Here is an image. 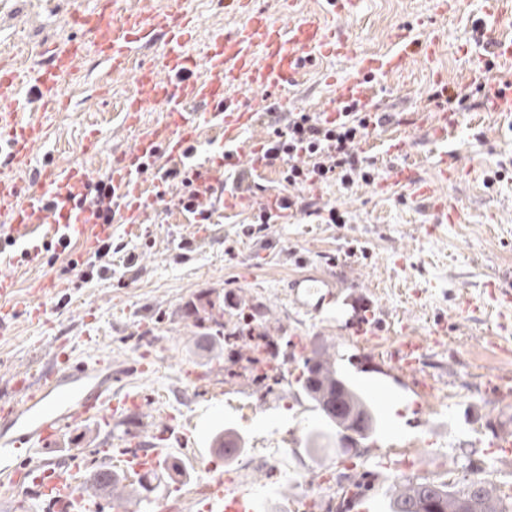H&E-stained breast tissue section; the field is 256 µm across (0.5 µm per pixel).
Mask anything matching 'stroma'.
<instances>
[{
	"label": "stroma",
	"mask_w": 512,
	"mask_h": 512,
	"mask_svg": "<svg viewBox=\"0 0 512 512\" xmlns=\"http://www.w3.org/2000/svg\"><path fill=\"white\" fill-rule=\"evenodd\" d=\"M433 3L364 0L361 14L343 31L377 53L388 52L406 25L421 33L444 31L438 58L442 82L416 59L401 74L372 80L396 119L361 149L383 169L394 162L385 142L404 140L403 161L413 163L436 193L456 201L464 223H434L427 202L405 188L382 194L372 184L358 183L348 191L332 184L321 195L345 213V223L318 224L299 213L246 235L258 205L283 189L279 169L271 167L241 186L252 196V207L224 213L214 223H191L175 195L158 203L151 223L113 221L112 239L125 249L112 255V271L104 278L92 277L88 252L76 240L65 250L53 246L37 263L22 256L39 243L36 235L0 254V273L16 279V299L47 305L36 319L18 312L0 334V399L10 396L16 376L35 380L60 367L59 352H68L74 363L109 362L113 391L141 397L140 410L126 411L108 426L90 423L63 431L54 456L83 473L102 463L125 472L123 451L170 448L185 470L163 480L146 499L135 474L125 472L114 488L124 500L123 512H205L214 473L250 482L265 512H342L346 479L355 476L366 484L362 498L368 512H387L388 487L374 480L382 457L391 465L390 476L402 480L440 478L460 485L483 476L496 487L512 488V463L492 451L495 426L488 419L495 412L512 423V406H497L488 392L496 375L512 373V310L499 314L484 298L488 280L512 271V124L480 107L462 112L459 130L445 141L416 124V117L436 113L428 96L437 85L467 89L458 48H476L472 19L483 7L482 0H453L442 17ZM91 4L0 0V64L24 68L38 60L41 48L67 42L76 33L73 9ZM182 7L196 22L188 46L196 57L213 34L230 33L240 21L225 11L224 0H182ZM153 57L150 51L139 53L122 74L93 56L77 64L63 81L70 105L52 115L51 135L37 150V163L81 168L93 181L109 175L134 144L125 129L134 68ZM356 74L353 61L317 58L294 86V101L279 104V115L297 106L311 113L329 108L331 78ZM91 137L97 145L89 150ZM443 151L464 168L461 181L441 180L436 160ZM72 259L81 262V270H67ZM316 270L334 272L348 286L330 309L297 310L288 283ZM38 278L58 285L43 301L33 293ZM202 295L211 301L212 314L229 323L251 315V337L228 344L205 335L187 314ZM370 309L381 314V333L363 342L356 330ZM439 322L446 327L443 343L430 345L415 372H393L395 343ZM321 357L333 358L358 387L378 381L390 389L380 404L374 440L360 448L330 446L311 433L315 413L297 379L304 360ZM258 391L264 404L253 415L241 404ZM442 398L447 409L432 413L431 402ZM225 427L242 436L241 459L216 453L198 461L202 435ZM298 438L306 449L295 456L291 448ZM262 452L280 455L281 469L263 467ZM309 472L317 476L311 490L301 485Z\"/></svg>",
	"instance_id": "stroma-1"
}]
</instances>
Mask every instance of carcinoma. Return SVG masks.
Segmentation results:
<instances>
[{
  "label": "carcinoma",
  "instance_id": "1",
  "mask_svg": "<svg viewBox=\"0 0 512 512\" xmlns=\"http://www.w3.org/2000/svg\"><path fill=\"white\" fill-rule=\"evenodd\" d=\"M299 383L305 396L322 415L327 432L336 429V403L348 396L367 418V430L374 425V412L366 397L338 376L330 358L304 362ZM388 512H512V502L483 477L458 488L431 480L394 481L387 501Z\"/></svg>",
  "mask_w": 512,
  "mask_h": 512
}]
</instances>
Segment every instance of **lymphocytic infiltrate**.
<instances>
[{
    "label": "lymphocytic infiltrate",
    "mask_w": 512,
    "mask_h": 512,
    "mask_svg": "<svg viewBox=\"0 0 512 512\" xmlns=\"http://www.w3.org/2000/svg\"><path fill=\"white\" fill-rule=\"evenodd\" d=\"M390 117L371 113L359 105L341 106L338 116L327 119L310 112H294L286 124L272 123L262 157L267 166L280 167L286 188V210H310L311 205L292 193L293 188L336 182L343 187L375 180L373 162L359 150Z\"/></svg>",
    "instance_id": "lymphocytic-infiltrate-1"
}]
</instances>
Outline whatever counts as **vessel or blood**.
I'll list each match as a JSON object with an SVG mask.
<instances>
[{"mask_svg":"<svg viewBox=\"0 0 512 512\" xmlns=\"http://www.w3.org/2000/svg\"><path fill=\"white\" fill-rule=\"evenodd\" d=\"M333 7L330 20L311 19L289 28L268 21L253 11L249 0H231L242 16L237 30L214 37L203 50L206 76L192 74L193 63L187 52L193 20L181 7V0H171L168 9H154L149 0H135L123 6L122 0L75 9L74 21L82 35L62 47H47L42 61L28 72L0 69V211L9 215L8 225L0 227V239L13 240L32 232L43 238H70L83 229L91 234L86 247H96L99 240L112 232L111 225L73 196L74 188L85 186L87 179L79 170L58 163L33 168L36 148L46 141L50 125L46 119L60 103L63 78L88 55H96L112 70H125L133 53L146 47H159L152 62L135 74V92L131 97L128 129L137 131L135 148L121 157L111 174L112 200L124 223L142 224L155 199L144 196L140 182L147 162L166 155L173 165H181L189 145L197 142L208 126L224 130V153L220 167L248 162L249 156L239 144L242 133L254 124L256 109L232 96L231 88L241 85L270 94L274 103L288 100L297 75L317 56H354L360 78L343 79L335 84V99L374 107L375 101L365 77L385 78L405 69L412 58H420L434 67L440 46L437 37L417 35L413 27H403L393 49L383 54H352L349 43L337 36V22L353 17L360 0H329ZM512 16V0H492L479 21L482 52L471 57L468 82L490 85L492 74L487 68L488 54L512 60V38L502 33L503 18ZM34 89L41 116L17 119L14 108L25 89ZM158 105L163 115L147 131H140L141 112ZM459 115L438 113L427 127L436 138L447 137L456 130ZM34 171L33 188L22 193L15 175ZM199 191L200 205H207L209 187L219 184L218 169L200 165L193 177ZM402 187L415 196L429 200L437 223L456 224L461 220L457 204L435 194L407 164L388 166L378 184L381 192ZM343 281L330 273L311 272L290 280V300L297 309L320 313L326 302L338 297ZM488 299L503 310L512 309V279H496L486 284ZM427 345L423 339L408 336L393 349L391 361L399 371L414 370L423 360ZM102 362L80 363L73 368L53 372L39 383L27 378L14 382L20 399L0 404V455L13 453L10 429L22 430L31 452L38 458L24 470L15 472L13 482L26 485L35 498L46 502L48 512H91L83 497L84 480L75 467L45 458L46 447L57 440L63 430L91 420L111 423L114 415L127 408H139L140 398L112 396L111 378L101 377ZM216 495L207 503V512H255L256 500L243 484L225 485L215 476Z\"/></svg>","mask_w":512,"mask_h":512,"instance_id":"1","label":"vessel or blood"}]
</instances>
